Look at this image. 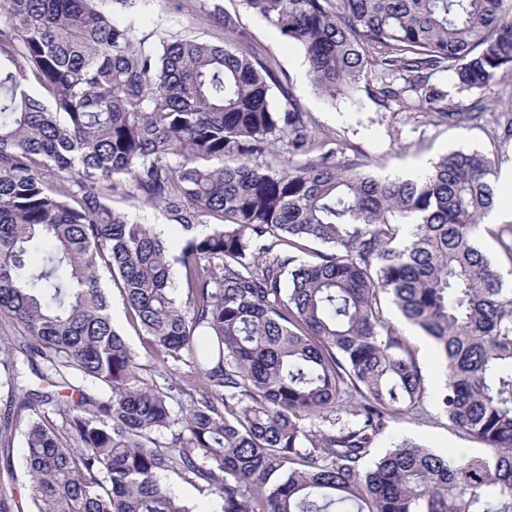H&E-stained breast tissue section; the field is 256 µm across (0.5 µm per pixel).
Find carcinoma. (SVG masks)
I'll use <instances>...</instances> for the list:
<instances>
[{
	"label": "carcinoma",
	"mask_w": 512,
	"mask_h": 512,
	"mask_svg": "<svg viewBox=\"0 0 512 512\" xmlns=\"http://www.w3.org/2000/svg\"><path fill=\"white\" fill-rule=\"evenodd\" d=\"M135 2L0 4V443L21 438L30 487L25 506L1 454L0 512H197L171 473L221 512H512V285L475 242L482 225L512 267V225L482 224L495 158L379 177L272 104L290 92L216 0L191 2L224 45H151L116 19ZM244 2L331 101L363 88L426 125L471 123L512 77V0ZM448 74L470 104H448ZM116 196L180 227L185 298L167 240ZM103 268L149 366L112 323ZM383 299L435 345L440 394ZM18 353L51 387L78 379L77 398L51 408ZM171 362L189 371L158 372ZM431 398L490 453L404 440L367 463ZM165 483L169 486L171 491L179 498L190 504H198V510H208L212 512H220V505L213 498L206 497L199 489L193 484L184 482L177 476L170 474Z\"/></svg>",
	"instance_id": "obj_1"
}]
</instances>
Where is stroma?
I'll return each instance as SVG.
<instances>
[{"mask_svg":"<svg viewBox=\"0 0 512 512\" xmlns=\"http://www.w3.org/2000/svg\"><path fill=\"white\" fill-rule=\"evenodd\" d=\"M220 4L249 32L253 49L277 71L282 89H289L286 97L282 96V90L273 91V103L282 107L291 99L302 111L312 113L320 133L336 139L344 157L372 163L380 173L391 174L423 171L448 152L478 149L493 156L501 155V173L512 172V141L503 143L497 139L499 113L512 112V85L496 84L486 91L487 115L480 124L423 127L406 121L404 113L383 109L363 91L353 99L324 98L315 90L307 60L297 45L246 9L242 0H220ZM130 19L139 35L153 45L186 30L214 43L228 38L223 29L194 15L188 0H140ZM383 310L386 319L398 325L408 337L431 389H438L444 374L431 342L405 324L392 304H384ZM405 438L436 450L452 448L472 456L484 451L480 443L451 429L432 401L428 402L424 414L391 422L374 441L371 458H378L394 442Z\"/></svg>","mask_w":512,"mask_h":512,"instance_id":"1","label":"stroma"}]
</instances>
